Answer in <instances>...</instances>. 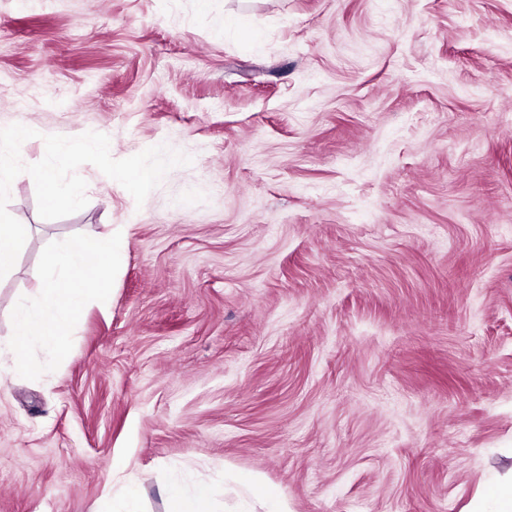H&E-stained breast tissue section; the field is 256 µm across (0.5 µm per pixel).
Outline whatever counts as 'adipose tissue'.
<instances>
[{
  "mask_svg": "<svg viewBox=\"0 0 512 512\" xmlns=\"http://www.w3.org/2000/svg\"><path fill=\"white\" fill-rule=\"evenodd\" d=\"M102 258V265L86 266V254ZM115 244L111 236L70 237L61 241L48 254L47 277L32 300L18 305L13 318L16 344L39 342L56 348L58 358L66 352L60 341L68 333L91 298L105 297L110 280L105 265L113 260ZM167 512H212L213 487L202 481L192 491L175 484L164 489Z\"/></svg>",
  "mask_w": 512,
  "mask_h": 512,
  "instance_id": "obj_1",
  "label": "adipose tissue"
}]
</instances>
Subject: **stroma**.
<instances>
[{"label":"stroma","mask_w":512,"mask_h":512,"mask_svg":"<svg viewBox=\"0 0 512 512\" xmlns=\"http://www.w3.org/2000/svg\"><path fill=\"white\" fill-rule=\"evenodd\" d=\"M237 26L224 27L226 14ZM191 156L136 205L91 164L0 279V512H102L129 472L291 512H465L512 470V0H0V128ZM112 235L63 345L13 312ZM240 496L261 503L263 512H288V501L280 492L262 487L255 479H239Z\"/></svg>","instance_id":"35a3bbf8"}]
</instances>
